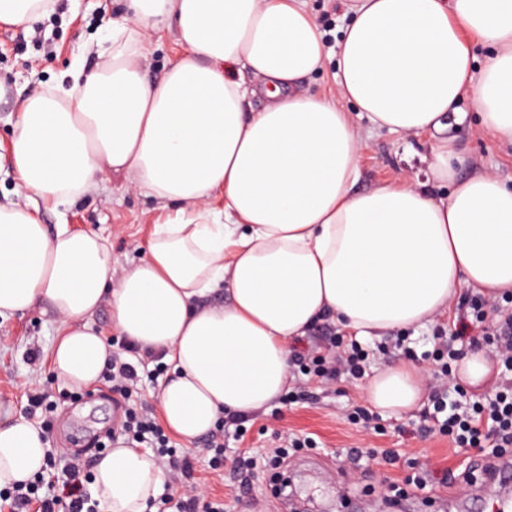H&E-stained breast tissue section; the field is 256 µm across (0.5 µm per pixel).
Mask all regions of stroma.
<instances>
[{
    "label": "stroma",
    "instance_id": "35a3bbf8",
    "mask_svg": "<svg viewBox=\"0 0 512 512\" xmlns=\"http://www.w3.org/2000/svg\"><path fill=\"white\" fill-rule=\"evenodd\" d=\"M127 0H60L58 10L22 26L0 25V144L8 145L22 99L53 89L67 78L81 46L92 39H108L109 20L127 16ZM40 37L43 50L18 54V39ZM366 140L356 191L408 178L427 182L428 162L438 137L453 139L461 152L459 176L490 172L512 185V144L497 139L483 127L471 96H464L458 110L445 120L442 134L408 137L374 128L367 119L356 118ZM170 209L156 200L127 188L123 178L112 177L103 192H93L73 204L53 209L41 206L39 216L47 227L67 222L77 231L104 237L112 247V259L122 268L138 260L153 225L164 223ZM435 325L409 331L411 354L392 351L375 355L369 370L405 362L424 370L427 387H435L430 371L433 362ZM58 324L41 308H33L0 320V409L24 414L30 389L38 385L64 389L52 372L49 354L56 341ZM39 348L42 357L30 365L28 353ZM305 387L313 393L309 403L281 406L279 413L262 410L247 422L243 439L224 441V471L215 473L202 442L185 445L171 439L177 453H190L194 478L204 498H219L224 512H286L276 492V472L265 461L267 449L288 445L290 439L310 437L316 448L302 450L288 462L289 484L302 512H492L493 499L481 484L465 482L466 474L479 469L484 453L476 448H456L447 437L422 435L417 426L421 410L406 413L383 411L378 425L365 428L349 422L353 407L365 406L361 383L310 379ZM123 415L111 396L93 395L58 399L48 419L52 447L84 454L96 461L99 449H85L88 435L109 432ZM395 451L394 463L382 461V450ZM254 458L247 486H240L233 466L240 453ZM412 474L422 475L424 489H408L398 505L381 499L383 488Z\"/></svg>",
    "mask_w": 512,
    "mask_h": 512
}]
</instances>
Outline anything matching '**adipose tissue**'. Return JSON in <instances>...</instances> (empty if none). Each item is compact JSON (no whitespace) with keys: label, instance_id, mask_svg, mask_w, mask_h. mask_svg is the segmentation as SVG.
Listing matches in <instances>:
<instances>
[{"label":"adipose tissue","instance_id":"1","mask_svg":"<svg viewBox=\"0 0 512 512\" xmlns=\"http://www.w3.org/2000/svg\"><path fill=\"white\" fill-rule=\"evenodd\" d=\"M109 21L111 48L88 44L72 88L18 109L6 160L26 205L0 204V317L40 305L60 324L55 376L97 384L112 348L89 320L109 302L112 327L169 367L157 394L166 429L190 444L228 414L266 409L288 388V343L322 314L357 337L416 328L448 312L460 287L512 289V188L494 174L456 177L440 139L431 162L447 198L411 179L354 189L366 143L346 105L379 129L441 131L471 94L484 126L512 142V0H354L327 48L305 0H130ZM183 53L150 82L155 33ZM492 46L473 71L474 42ZM98 62L85 69L88 55ZM335 58V89L302 88ZM268 103L247 111L250 97ZM174 208L145 258L115 271L95 234L48 231L40 204L67 205L112 176ZM224 208L213 211L214 193ZM226 291L223 305L203 297ZM424 373L377 371L365 398L413 409ZM49 440L0 414V488L28 481ZM164 480L152 453L116 447L93 468L106 512H147Z\"/></svg>","mask_w":512,"mask_h":512}]
</instances>
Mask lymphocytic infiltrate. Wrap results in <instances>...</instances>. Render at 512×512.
<instances>
[{"label":"lymphocytic infiltrate","instance_id":"lymphocytic-infiltrate-1","mask_svg":"<svg viewBox=\"0 0 512 512\" xmlns=\"http://www.w3.org/2000/svg\"><path fill=\"white\" fill-rule=\"evenodd\" d=\"M436 344L433 351L439 367L440 382L430 400L438 419L434 426L439 432L451 437L459 447L481 448L491 445L499 453L512 451V383L501 385L487 403L464 405L459 397L463 393L452 369L464 353L455 349L454 334L445 329L435 332ZM328 344L334 348V355L318 354L312 357L292 356L291 366L297 367L303 375H314L330 380L342 377L360 378L366 367L367 352L357 343L345 340L344 336H330ZM131 360L112 355L102 379L112 394L128 399L129 387L138 378L140 365L156 361L151 351L132 349ZM152 439L156 451L154 456L168 476V488L174 489L178 500L176 512H224L220 501L200 498L191 478L193 466L189 457L176 456L168 450L169 439L155 419L148 413L126 409L123 420L113 429L109 440L117 442L143 443ZM91 477L86 464H70L62 480L45 483L43 475H36L30 481L0 491V501L8 503L10 512H98L87 486Z\"/></svg>","mask_w":512,"mask_h":512}]
</instances>
